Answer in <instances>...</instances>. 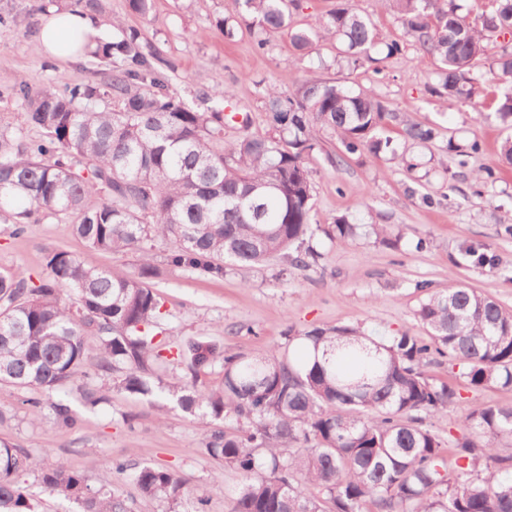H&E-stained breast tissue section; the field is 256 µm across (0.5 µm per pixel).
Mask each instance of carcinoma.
Masks as SVG:
<instances>
[{
	"label": "carcinoma",
	"mask_w": 512,
	"mask_h": 512,
	"mask_svg": "<svg viewBox=\"0 0 512 512\" xmlns=\"http://www.w3.org/2000/svg\"><path fill=\"white\" fill-rule=\"evenodd\" d=\"M122 33L85 51L91 65L109 67L108 80L34 89L20 81L9 96L21 102L15 122L0 124V223L19 235L41 216H64L90 249L125 252L159 241L167 263L206 275L274 257L306 267L315 260L306 242L319 225L305 154L316 132L337 134L348 154L398 155L384 134L390 122L424 145L438 136L427 123L390 112L373 93L321 78L295 89L271 86L265 107L273 132L224 142V96L216 85L200 111L173 96L166 61L138 30L122 29L106 0H38L44 12L64 2ZM258 33L289 28L300 0H237ZM398 14L407 36L438 63L436 92L478 107L470 77L475 61L512 28V0H488L469 18L457 0H382ZM315 27L339 36L347 62L359 67L372 53L401 51L358 14L352 0H336ZM307 53L313 33L290 34ZM498 119L512 124V89L500 98ZM160 274L142 254L132 274L100 269L52 250L38 281L22 271L0 272V382L50 392L80 383L84 405L104 397L92 382L113 376L112 390L150 400L163 393L202 419L233 418L241 432L208 431L203 448L241 482L231 512H512V404L481 403L465 416L455 465L442 457L443 439L423 425L448 411L455 387L434 383L427 365L441 357L459 367L469 385L512 387V312L475 288L456 285L430 295L417 311L427 337L405 331L386 340L358 327H320L288 335L301 356L279 350L226 355L192 339L171 350L156 340L161 299L151 281ZM97 351L95 363L88 360ZM184 375L164 379L170 363ZM220 364L218 389H201V373ZM35 417L49 409L56 425L79 427L67 401L26 399ZM38 460L0 441V512H33L20 476ZM141 497L165 512L202 504L174 471L112 460ZM41 483L80 506V512H133L117 488H93L60 461L41 471ZM317 488L308 494L304 486Z\"/></svg>",
	"instance_id": "cac0c4a2"
}]
</instances>
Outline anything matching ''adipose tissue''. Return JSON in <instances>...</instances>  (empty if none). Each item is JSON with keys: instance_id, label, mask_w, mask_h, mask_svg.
<instances>
[{"instance_id": "obj_1", "label": "adipose tissue", "mask_w": 512, "mask_h": 512, "mask_svg": "<svg viewBox=\"0 0 512 512\" xmlns=\"http://www.w3.org/2000/svg\"><path fill=\"white\" fill-rule=\"evenodd\" d=\"M102 28V23L79 11H54L41 25L38 49L55 60L74 57L83 53L85 46L99 36Z\"/></svg>"}]
</instances>
